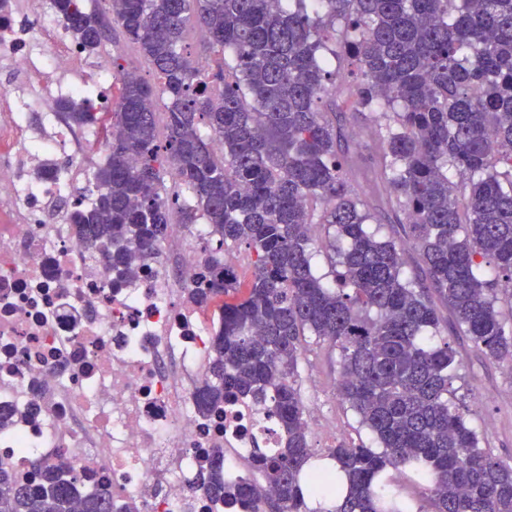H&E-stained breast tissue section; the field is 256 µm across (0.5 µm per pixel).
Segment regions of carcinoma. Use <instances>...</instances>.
Here are the masks:
<instances>
[{
    "instance_id": "1",
    "label": "carcinoma",
    "mask_w": 512,
    "mask_h": 512,
    "mask_svg": "<svg viewBox=\"0 0 512 512\" xmlns=\"http://www.w3.org/2000/svg\"><path fill=\"white\" fill-rule=\"evenodd\" d=\"M76 41L96 52L121 30L157 84L122 80L107 117L64 103L75 127L102 126L108 157L98 197L77 214L82 240L137 276L165 228L204 220L206 284L222 302L201 413L244 399L274 419L278 448H256L261 480L224 477V449L200 465L203 485L242 512H410L387 473L409 471L434 512H512V465L480 446L454 402L458 363L448 324L483 355L512 362V0H106L89 10L54 0ZM205 30L217 71L196 66L186 36ZM354 67L350 111L367 114L384 204L404 235L379 240L368 195L325 97ZM169 100L166 138L155 102ZM172 183L166 184V169ZM250 250L248 292L224 246ZM326 254L336 286L312 272ZM338 352L339 396L380 449L340 443L311 458L300 359L306 337ZM35 484L0 469V512H112L108 493L74 496L61 465L35 464Z\"/></svg>"
}]
</instances>
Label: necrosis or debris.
Here are the masks:
<instances>
[{
    "mask_svg": "<svg viewBox=\"0 0 512 512\" xmlns=\"http://www.w3.org/2000/svg\"><path fill=\"white\" fill-rule=\"evenodd\" d=\"M112 74L52 0L0 22V412L18 416L0 432V464L24 483L34 461L64 464L83 492L111 493L112 512H224L199 487L201 458L223 449L236 479L238 459L277 447L278 433L257 407L194 405L216 329L190 299L208 273L205 225H169L139 276L118 281L71 222L93 205L108 152L57 103L111 111Z\"/></svg>",
    "mask_w": 512,
    "mask_h": 512,
    "instance_id": "1",
    "label": "necrosis or debris"
}]
</instances>
